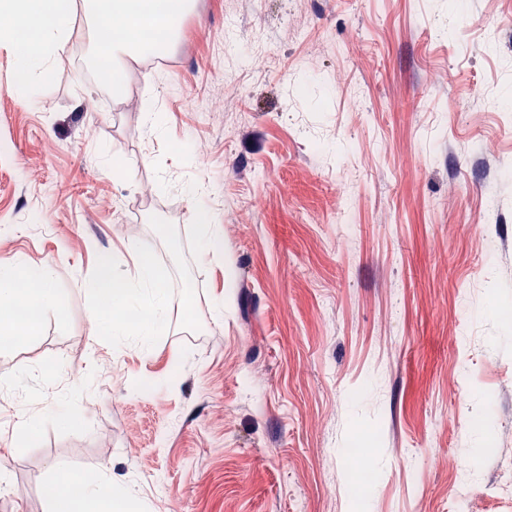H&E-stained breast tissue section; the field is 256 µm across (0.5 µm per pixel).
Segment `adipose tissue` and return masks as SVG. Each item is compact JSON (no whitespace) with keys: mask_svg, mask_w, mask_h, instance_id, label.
<instances>
[{"mask_svg":"<svg viewBox=\"0 0 512 512\" xmlns=\"http://www.w3.org/2000/svg\"><path fill=\"white\" fill-rule=\"evenodd\" d=\"M143 10L134 0H84V7L96 22V52L112 71V90L120 92L125 64L151 52L142 37L152 32L164 46H171L189 10V0H152ZM61 0H0V14L11 17L12 27L0 29V40H16L17 31H26L24 41H16L17 66L24 79L19 94H29L36 80L43 78L54 61L67 50L72 28L60 9ZM133 283L115 281L100 272L88 288L91 318L98 328L113 336L134 337L142 350H149L163 329L167 312V292L159 269L144 258H137ZM27 278L35 290L28 302L36 310L58 309L62 299L53 286L50 269H30L24 259L0 269V306H12L18 299L17 282ZM140 315L137 325H129L127 315ZM114 495L106 475L86 477L54 471L49 485V512H79L96 506Z\"/></svg>","mask_w":512,"mask_h":512,"instance_id":"1","label":"adipose tissue"}]
</instances>
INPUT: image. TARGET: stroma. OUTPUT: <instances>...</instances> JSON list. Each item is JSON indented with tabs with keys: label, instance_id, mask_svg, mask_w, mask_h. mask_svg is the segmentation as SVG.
<instances>
[{
	"label": "stroma",
	"instance_id": "stroma-1",
	"mask_svg": "<svg viewBox=\"0 0 512 512\" xmlns=\"http://www.w3.org/2000/svg\"><path fill=\"white\" fill-rule=\"evenodd\" d=\"M69 2L29 96L0 41V267L64 301L0 344V512H47L56 468L129 512H451L464 471L466 512H512V0H194L118 97ZM137 251L147 352L86 297ZM134 285L112 279L103 270L88 288L91 318L98 328L112 336H133L141 350L148 351L163 329L167 312V292L159 269L137 253ZM145 309L148 315L130 326L117 312L139 314Z\"/></svg>",
	"mask_w": 512,
	"mask_h": 512
}]
</instances>
